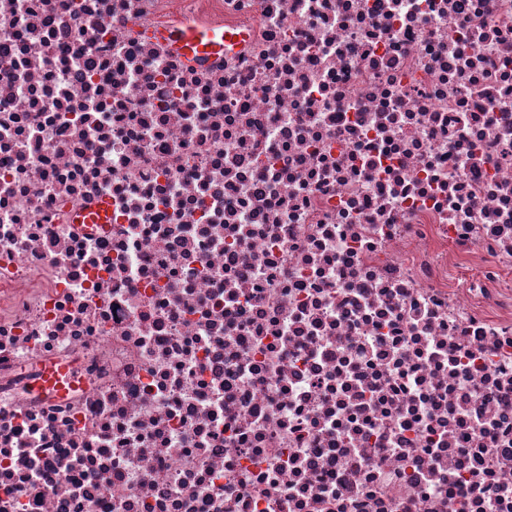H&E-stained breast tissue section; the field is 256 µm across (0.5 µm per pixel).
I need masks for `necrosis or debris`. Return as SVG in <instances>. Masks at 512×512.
Segmentation results:
<instances>
[{"label":"necrosis or debris","mask_w":512,"mask_h":512,"mask_svg":"<svg viewBox=\"0 0 512 512\" xmlns=\"http://www.w3.org/2000/svg\"><path fill=\"white\" fill-rule=\"evenodd\" d=\"M0 512H512V0H0ZM170 42L175 50L190 59L211 58L224 53V48L236 46L243 40L241 34L224 33V30L185 25L152 32Z\"/></svg>","instance_id":"obj_1"}]
</instances>
